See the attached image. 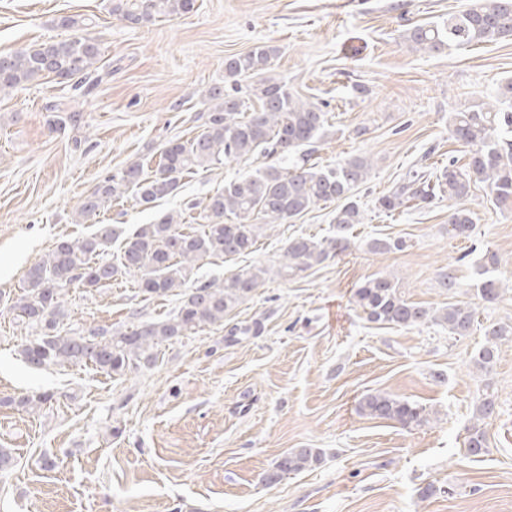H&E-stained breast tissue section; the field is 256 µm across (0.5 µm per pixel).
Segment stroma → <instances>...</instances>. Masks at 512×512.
<instances>
[{"mask_svg":"<svg viewBox=\"0 0 512 512\" xmlns=\"http://www.w3.org/2000/svg\"><path fill=\"white\" fill-rule=\"evenodd\" d=\"M471 0H196L193 11L130 27L107 0H0V53L64 38L59 16L84 18L101 57L77 88L46 78L0 95V447L15 462L0 472V512H512V343L499 348L490 375L472 355L492 323L512 324V289L480 305L475 266L485 252L512 280V209L499 210L483 186L467 201L469 238L448 234V202L386 214L377 197L423 165L465 164L448 134V115L512 76V40L427 55L404 40L408 28L439 23ZM278 47L272 70L289 92L328 114L311 160L333 165L371 159L355 194L365 209L350 247L298 276L272 277L225 318L162 347L152 368L112 376L92 366L35 371L19 353L32 335L11 304L27 268L58 239L95 224L125 231L182 210L225 181L278 163L275 155L210 166L185 175L176 197L147 209L132 195L105 204L95 223L77 224L80 196L132 164L156 170L163 146L202 130L199 92L224 80V59L255 46ZM82 115L79 126L62 122ZM335 204L291 224H273L255 252L215 259L196 281L221 280L251 265L277 263L290 238L331 235ZM376 237L404 238L403 250L368 251ZM455 268L447 294L440 273ZM386 276L409 301L477 308L469 336L432 324L378 325L364 319L353 293ZM126 275L63 300L78 335L173 314L177 297L148 298ZM258 332L228 341L233 326ZM492 387L497 409L484 423L489 448L464 446L475 404ZM431 407L429 423L405 428L359 415L370 391ZM51 393L41 409L3 405L6 397ZM318 448L320 465L269 486L263 475L293 448ZM53 467H44V459ZM439 492L420 499L426 485Z\"/></svg>","mask_w":512,"mask_h":512,"instance_id":"stroma-1","label":"stroma"}]
</instances>
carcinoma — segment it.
Listing matches in <instances>:
<instances>
[{
    "label": "carcinoma",
    "mask_w": 512,
    "mask_h": 512,
    "mask_svg": "<svg viewBox=\"0 0 512 512\" xmlns=\"http://www.w3.org/2000/svg\"><path fill=\"white\" fill-rule=\"evenodd\" d=\"M195 0H108L109 13L135 26L154 23L191 12ZM70 31L67 38L46 40L21 51L0 55V94H9L30 83L55 78L81 83L101 56L100 44L87 24L73 15L57 20ZM512 38V0H473L469 8L440 24L408 30L405 40L425 54L452 47L495 43ZM278 52L272 45L224 59L228 91L214 84L201 91L209 102L202 131L187 140H171L161 152L157 170L148 175L138 164L105 177L81 197L75 208L76 222L95 219L110 200L132 193L142 206L177 195L180 180L211 165L250 156L258 151L278 153L281 163L269 165L224 184V189L198 204L203 224L190 231L182 228L181 214L167 212L151 224L127 233L114 224H98L77 239H61L44 257L33 263L24 277V294L12 305L15 318L34 330L21 345L23 359L36 369L50 366L91 365L112 375L124 376L157 362L159 348L207 326L224 324V315L264 285L271 274L297 276L349 247V231L364 223L362 204L354 189L364 183L372 167L368 157L355 155L334 166H319L296 157L323 134L328 113L321 105L290 93L271 73ZM451 138L467 148L469 160L462 167L453 161L442 170L409 171L392 192L377 198V208L393 213L403 207L433 203L448 197V235L467 238L473 218L465 207L471 187L484 185L487 196L499 208L512 204V77L503 79L487 94V101L449 116ZM337 203L332 235L315 239L298 236L288 240L277 268L255 265L222 281L198 283L193 270L211 259L233 261L251 254L269 224H286L324 203ZM262 223L256 224L254 220ZM121 247L116 260L103 254L116 240ZM406 246L402 238H373L370 251L384 254ZM497 254L487 252L480 264L477 296L485 305L502 298V279L494 275ZM135 273V287L150 297H180L177 311L162 320L146 321L129 330L103 331L77 336L66 328L69 314L63 291L81 286L89 291ZM354 302L365 319L379 325L440 326L455 338L470 334L477 319L467 303H448L430 308L407 301L395 283L384 277L365 279L354 291ZM512 341V324H492L485 342L474 356L477 371L492 372L499 346ZM47 392H32L9 400L23 409L51 401ZM496 409L492 392L484 393L475 407L474 423L467 430L465 447L473 456L488 448L482 422ZM357 411L372 419L420 426L429 421L427 407L388 392H371L359 401ZM322 462L317 448H294L278 458L266 477L275 485L281 474H298Z\"/></svg>",
    "instance_id": "cac0c4a2"
}]
</instances>
